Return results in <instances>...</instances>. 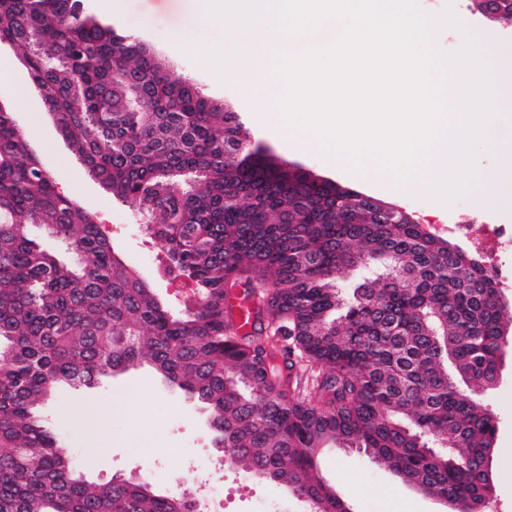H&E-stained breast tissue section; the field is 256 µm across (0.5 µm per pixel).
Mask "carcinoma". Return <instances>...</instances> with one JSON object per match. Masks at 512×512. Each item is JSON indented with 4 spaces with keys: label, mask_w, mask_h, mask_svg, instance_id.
Returning <instances> with one entry per match:
<instances>
[{
    "label": "carcinoma",
    "mask_w": 512,
    "mask_h": 512,
    "mask_svg": "<svg viewBox=\"0 0 512 512\" xmlns=\"http://www.w3.org/2000/svg\"><path fill=\"white\" fill-rule=\"evenodd\" d=\"M0 39L195 288L173 313L0 113V512H196L192 493L156 495L144 476L85 479L41 414L136 362L207 410L222 463L318 512H347L317 468L328 444L471 512L492 499L496 425L460 385L499 380L505 305L475 257L245 162L235 113L80 0H0ZM376 263L345 295V270ZM239 292L248 327L228 303Z\"/></svg>",
    "instance_id": "obj_1"
}]
</instances>
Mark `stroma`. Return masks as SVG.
Returning <instances> with one entry per match:
<instances>
[{"mask_svg": "<svg viewBox=\"0 0 512 512\" xmlns=\"http://www.w3.org/2000/svg\"><path fill=\"white\" fill-rule=\"evenodd\" d=\"M81 2L86 16L137 38L210 98L229 105L253 143L270 147L279 159L315 175L382 201H392V193L379 181L336 170L321 151L301 152L287 145L272 126L256 121L237 87L221 82L195 54L182 49L183 39L196 32L195 0H122L116 19L101 9V0ZM419 4L431 14L449 8L454 15H467L473 37L483 46L512 52V24L490 20L474 11L471 0H419ZM22 58L21 49L0 47V59L12 63L10 73L0 78V99L12 100L16 90L22 88L31 102L30 111L16 115L20 132L54 174L59 191L91 210L116 252L141 271L151 287L167 299L172 311H183L191 288L185 280L173 281L163 276L165 254L161 243L144 230L148 217L112 198L89 176L83 161L58 132ZM404 208L415 222L466 252L471 249L469 242L450 235L451 225H512V212L480 210L467 194L440 217L434 214L433 198L425 193L409 197ZM475 396L494 416L497 426L491 463L494 499L489 512H512V343L506 348L496 386L477 390ZM49 409L67 426L79 454L89 457L88 475L98 483L142 475L149 477L156 493L172 494L193 487L195 478L209 477L221 492L224 512H256L260 501L268 497L288 502V512H299L290 505L285 488L257 478H243L239 471L222 466L205 411L167 392L149 368L114 375L86 393L61 390ZM318 465L349 512H450L449 507L402 482L361 453L332 446L320 454Z\"/></svg>", "mask_w": 512, "mask_h": 512, "instance_id": "stroma-1", "label": "stroma"}]
</instances>
